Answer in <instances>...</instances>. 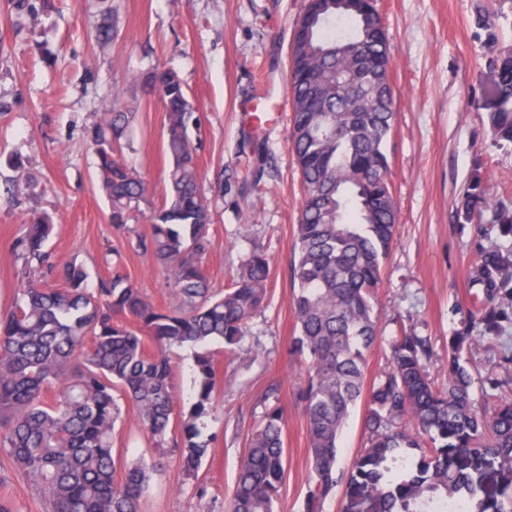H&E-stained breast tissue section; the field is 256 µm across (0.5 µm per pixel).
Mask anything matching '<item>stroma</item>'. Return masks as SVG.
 Returning a JSON list of instances; mask_svg holds the SVG:
<instances>
[{
  "instance_id": "stroma-1",
  "label": "stroma",
  "mask_w": 512,
  "mask_h": 512,
  "mask_svg": "<svg viewBox=\"0 0 512 512\" xmlns=\"http://www.w3.org/2000/svg\"><path fill=\"white\" fill-rule=\"evenodd\" d=\"M307 0H112L118 34L107 48L95 41L101 0H39L37 19L16 15L0 0V311L8 310L26 280L16 248L24 223L45 213L55 222L49 242L58 282L66 264H82L89 286L120 270L159 307L176 305L167 274L136 237L151 233V207L161 204L168 158L165 112L143 95L140 78L170 68L196 107L192 130L202 188L212 213L203 264L212 288L229 285L252 250L270 260V296L243 339L209 346L219 376L204 437L212 441L197 476L178 458L150 476L142 512H226L248 435L263 411L270 384L285 409L286 480L276 512H305L309 436L297 392L307 375L304 358L288 351L296 329L291 264L302 199L288 144L290 112L258 127L254 99L270 89L289 100V41ZM394 59L397 112L387 141L391 187L399 221L375 291L377 342L367 353V380L391 359L392 336L427 338L425 368L437 386L448 383V338L477 302L469 281L487 238L459 223L456 209L473 175L486 192L512 209V144L494 145L485 101L492 84L479 10L498 12L500 47L512 48V0H379ZM133 114L123 158L151 188L150 201L115 231L89 146L92 123L112 101ZM20 157L23 172L9 158ZM228 189L216 193L217 180ZM477 377L512 373V323L492 344L472 347ZM116 455L158 454L131 407L113 431ZM14 512H44L29 477L0 465V499Z\"/></svg>"
}]
</instances>
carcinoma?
Returning <instances> with one entry per match:
<instances>
[{"mask_svg": "<svg viewBox=\"0 0 512 512\" xmlns=\"http://www.w3.org/2000/svg\"><path fill=\"white\" fill-rule=\"evenodd\" d=\"M477 25L494 53L495 101L486 107L492 137L512 144V49L497 48L494 13H479ZM117 26V15L106 12L97 41L109 44ZM391 71L377 0H308L289 47L288 136L303 185L289 350L308 362L298 393L309 433L306 510L323 512L343 484L345 512H512V378L477 382L463 361L464 351L512 321V249H479L472 283L481 307L448 338V386L436 387L424 368L427 340L405 332L392 338L389 367L366 401L368 446L341 466L339 436L363 395L365 354L377 339L375 289L398 221L383 149L396 116ZM142 91L166 112L170 167L151 235L137 238V247L166 269L179 304L157 307L118 270L89 288L83 266L72 263L60 285L30 283L0 312V450L36 483L49 512H141L149 474L164 466V455L126 461L113 454L116 390L156 447L171 442L187 474H196L209 450L201 435L217 370L208 353L196 355L194 394L178 410L167 351L214 340L236 345L268 297L270 262L260 251L243 258L224 292H213L203 266L211 216L189 137L199 118L169 69L147 72ZM132 116L113 108L89 133L117 231L127 230L149 196L122 159ZM457 214L464 224L486 218L512 238V211L492 201L478 178ZM53 228L48 215L30 220L17 241L25 266L47 262ZM276 391L269 389L271 402L247 439L228 512H274L286 478L285 411ZM174 428L179 434L167 439Z\"/></svg>", "mask_w": 512, "mask_h": 512, "instance_id": "1", "label": "carcinoma"}]
</instances>
